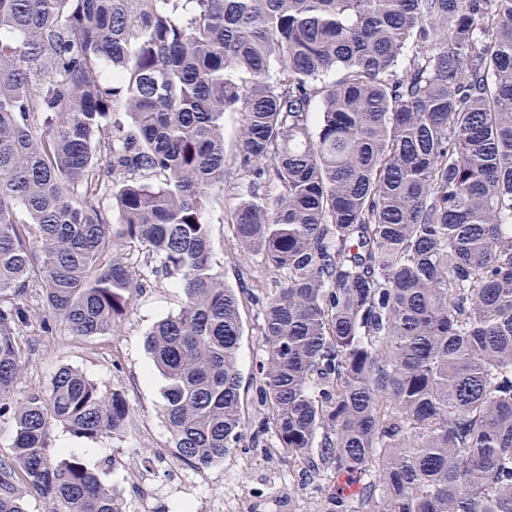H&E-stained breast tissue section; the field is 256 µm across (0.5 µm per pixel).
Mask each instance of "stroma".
I'll list each match as a JSON object with an SVG mask.
<instances>
[{
    "label": "stroma",
    "mask_w": 512,
    "mask_h": 512,
    "mask_svg": "<svg viewBox=\"0 0 512 512\" xmlns=\"http://www.w3.org/2000/svg\"><path fill=\"white\" fill-rule=\"evenodd\" d=\"M232 194L216 198L209 212L212 261L224 283L240 301L244 334L239 343L241 406L246 425L258 420V365L265 355L259 332V309L243 286L256 257L241 258L224 213ZM184 302L181 288L169 279L151 281L137 294L121 330L109 336L78 337L64 322L32 323L22 338L23 370L12 393L22 400L49 387L63 366L82 371L105 392L121 393L130 409L126 427L110 438L92 441L58 428L53 445L67 449L114 488L125 512H138L142 494H149V512H336L335 480L318 470L317 452L301 459L282 450L245 446L228 452L222 463L205 470L189 467L171 447L162 410L163 376L154 368L146 345L149 332L163 317L176 314Z\"/></svg>",
    "instance_id": "1"
}]
</instances>
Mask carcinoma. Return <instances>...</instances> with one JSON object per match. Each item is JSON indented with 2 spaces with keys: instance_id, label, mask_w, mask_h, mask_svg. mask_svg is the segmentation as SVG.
I'll return each mask as SVG.
<instances>
[{
  "instance_id": "cac0c4a2",
  "label": "carcinoma",
  "mask_w": 512,
  "mask_h": 512,
  "mask_svg": "<svg viewBox=\"0 0 512 512\" xmlns=\"http://www.w3.org/2000/svg\"><path fill=\"white\" fill-rule=\"evenodd\" d=\"M226 190L280 276L250 277L251 445L357 473L338 512H512V0H0V512L19 474L49 512H123L51 447L121 432L123 396L68 366L10 396L23 328L108 336L150 275L184 293L147 339L176 457L241 447Z\"/></svg>"
}]
</instances>
